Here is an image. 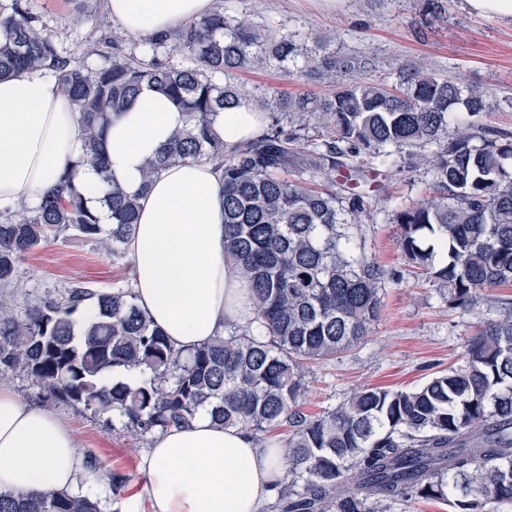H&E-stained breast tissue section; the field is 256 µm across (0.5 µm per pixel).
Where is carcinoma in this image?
<instances>
[{
	"label": "carcinoma",
	"instance_id": "1",
	"mask_svg": "<svg viewBox=\"0 0 512 512\" xmlns=\"http://www.w3.org/2000/svg\"><path fill=\"white\" fill-rule=\"evenodd\" d=\"M306 39L312 47L217 9L150 39L154 51L179 48L189 66L114 55L90 69L61 56L21 3L0 15V77L48 69L76 103L85 144L75 165L104 170L109 117L143 84L185 109V128L147 178L188 158L224 168L225 253L248 283L255 323L182 355L128 285L98 291L71 282L18 302L26 287L18 260L68 230L126 257L137 201L105 189L112 223L101 224L65 171L38 206L0 212V381L23 374L57 400L112 414L135 437L185 423L200 409L254 433L286 421L292 433L279 447L289 482L277 512H390L413 496L446 498L454 512L511 504L512 302L470 340L460 368L408 391H357L314 419L298 409L304 364L360 343L378 318L387 273L355 254L360 217L370 213L358 188L400 168L403 150L438 146L426 160L433 195L391 205L407 261L460 307L512 284V133L477 124L485 104L476 91L465 96L413 65L395 91L356 80L329 98L275 97L258 137L232 148L215 138L212 113L245 102L227 81L238 70L286 68L301 57L319 77L361 68L328 49L330 35ZM217 74L224 85L213 81ZM88 300L94 314L78 329L70 316ZM120 367L137 371L139 383H112L109 373ZM0 512H100V498L93 485L76 494L0 492Z\"/></svg>",
	"mask_w": 512,
	"mask_h": 512
}]
</instances>
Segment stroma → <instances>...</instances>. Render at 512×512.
Segmentation results:
<instances>
[{
  "label": "stroma",
  "instance_id": "35a3bbf8",
  "mask_svg": "<svg viewBox=\"0 0 512 512\" xmlns=\"http://www.w3.org/2000/svg\"><path fill=\"white\" fill-rule=\"evenodd\" d=\"M49 33L63 56L97 67L113 51L137 60L151 52L144 39L125 34L105 11L104 0H20ZM214 8L248 17L278 32H325L340 54L360 57V78L394 88L406 64L424 65L438 77L481 90L486 110L480 124L512 132V24L463 11L458 0H345L341 9L321 0H214ZM171 65H186L178 49L155 52ZM233 81L258 111L271 95L327 98L339 84L277 69L237 73ZM374 220L362 226L361 251L389 275L379 315L362 343L336 357L307 364L299 409L314 417L368 387L409 390L437 372L463 365L466 347L490 320L498 302L512 299V285L482 292L473 307H450L448 295L418 275L401 251L400 228L383 220L389 199L419 201L432 194L426 166L401 167L365 187ZM19 272L30 296L80 281L108 291L129 283L126 260L114 259L95 242L70 235L25 256ZM51 412L77 430L87 461L96 464L102 512H152L141 456L148 439L132 440L111 415H95L59 401Z\"/></svg>",
  "mask_w": 512,
  "mask_h": 512
}]
</instances>
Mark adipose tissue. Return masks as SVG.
<instances>
[{
	"label": "adipose tissue",
	"mask_w": 512,
	"mask_h": 512,
	"mask_svg": "<svg viewBox=\"0 0 512 512\" xmlns=\"http://www.w3.org/2000/svg\"><path fill=\"white\" fill-rule=\"evenodd\" d=\"M213 0H106L111 19L133 36H151L210 12ZM168 96L143 85L110 120L112 183L139 201L127 242L139 308L174 350L188 351L253 317L250 291L224 258L222 172L205 159L168 165L151 184L143 171L184 127ZM262 112L240 105L216 113L212 128L227 147L258 136ZM83 148L76 105L45 70L0 78V209L35 207ZM154 512H265L286 474L280 449L207 412L153 434L142 457ZM86 476L81 443L56 414L28 407L0 382V491L77 492Z\"/></svg>",
	"instance_id": "adipose-tissue-1"
}]
</instances>
